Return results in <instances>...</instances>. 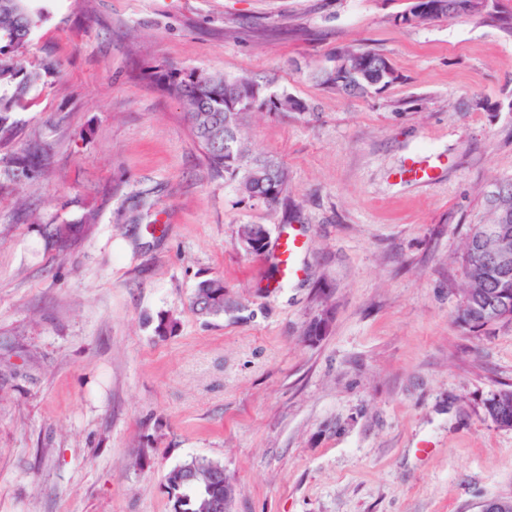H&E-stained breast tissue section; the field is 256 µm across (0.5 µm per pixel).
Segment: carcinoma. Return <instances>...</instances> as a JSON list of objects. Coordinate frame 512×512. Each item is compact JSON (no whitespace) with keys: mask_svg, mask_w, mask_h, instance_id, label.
Wrapping results in <instances>:
<instances>
[{"mask_svg":"<svg viewBox=\"0 0 512 512\" xmlns=\"http://www.w3.org/2000/svg\"><path fill=\"white\" fill-rule=\"evenodd\" d=\"M453 3L458 16L478 24L496 26L512 32V14L500 9L478 10L472 0H419V11L412 13V24L453 19L448 14V3ZM48 17L47 8L39 0H0V133H8L15 126V113L30 104V93L56 69L51 59L38 67L28 69L13 61V54L30 40L34 30ZM333 71L320 72L321 83L349 96H361L370 89H382L397 80L388 59L368 47H345L336 50ZM194 72L170 66L155 74L163 91L178 99L187 112L196 137L205 149L210 165L224 173L228 180L238 183V190L249 199L274 208L280 205L288 192V171L271 159L249 156L243 139L244 117L250 112H295L304 114L308 104L283 92L267 93V88L253 80L227 79L222 75H206L209 92H199L193 79ZM236 82L256 89L250 106L238 108L231 122L229 141H224V86ZM50 165L47 146L31 139L16 154L0 157V179L18 183L28 179L27 172L39 174ZM268 166L277 172L276 181L260 184L250 179L251 171ZM489 218L473 224L465 243L462 262L465 273L464 301L458 321L472 332H481L492 326L512 324V270L503 271L494 261L496 238L485 232V227L496 225L512 235V180L497 186L487 195ZM96 222V215L88 212L79 224L55 227L49 236L66 247L87 232ZM192 305L202 317L224 314V282L219 278L200 281L194 289ZM511 397L512 389H503L486 401L485 410L499 427L512 429V405H503L497 397ZM189 478L177 489L179 496L171 498L172 512H206L211 500L224 501V480L199 466L190 473L186 463L171 468L166 484H175Z\"/></svg>","mask_w":512,"mask_h":512,"instance_id":"cac0c4a2","label":"carcinoma"}]
</instances>
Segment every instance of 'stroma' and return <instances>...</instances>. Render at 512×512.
Returning <instances> with one entry per match:
<instances>
[{"mask_svg": "<svg viewBox=\"0 0 512 512\" xmlns=\"http://www.w3.org/2000/svg\"><path fill=\"white\" fill-rule=\"evenodd\" d=\"M407 6L52 0L18 57L57 71L0 141L51 151L0 190V512H171L165 476L193 456L223 464L232 512H479L512 497V429L484 407L512 388V324L476 334L456 319L466 234L512 178V34L398 24ZM356 44L397 81L364 97L321 85ZM168 66L310 105L245 128L252 156L287 168L295 221L210 168L152 78ZM412 152L436 158L434 183L397 180ZM89 209L87 236L48 243ZM244 224L264 225L268 253L241 248ZM286 230L305 275L281 288L271 249ZM213 277L230 306L203 318L191 297Z\"/></svg>", "mask_w": 512, "mask_h": 512, "instance_id": "35a3bbf8", "label": "stroma"}]
</instances>
